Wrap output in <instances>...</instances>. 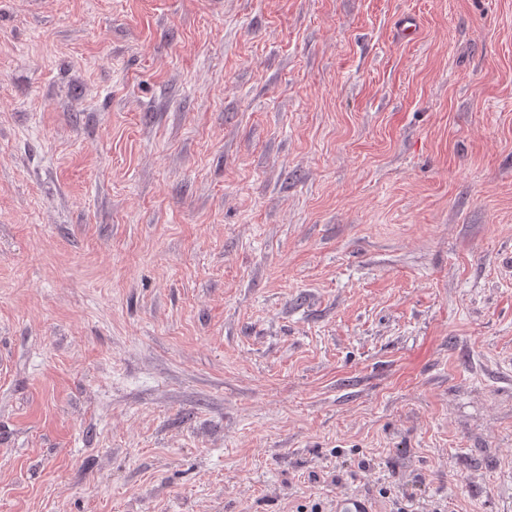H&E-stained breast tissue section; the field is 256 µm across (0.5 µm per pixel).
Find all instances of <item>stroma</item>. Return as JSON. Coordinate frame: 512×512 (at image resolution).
Listing matches in <instances>:
<instances>
[{
	"instance_id": "35a3bbf8",
	"label": "stroma",
	"mask_w": 512,
	"mask_h": 512,
	"mask_svg": "<svg viewBox=\"0 0 512 512\" xmlns=\"http://www.w3.org/2000/svg\"><path fill=\"white\" fill-rule=\"evenodd\" d=\"M512 512V0H0V512Z\"/></svg>"
}]
</instances>
